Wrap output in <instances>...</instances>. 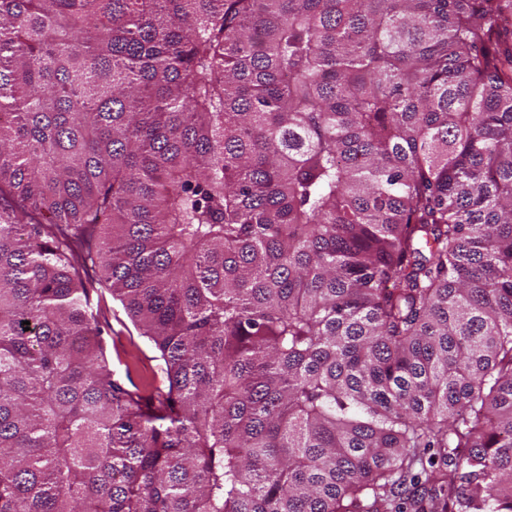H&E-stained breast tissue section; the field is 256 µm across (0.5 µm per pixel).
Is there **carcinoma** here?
Instances as JSON below:
<instances>
[{"label": "carcinoma", "instance_id": "obj_1", "mask_svg": "<svg viewBox=\"0 0 512 512\" xmlns=\"http://www.w3.org/2000/svg\"><path fill=\"white\" fill-rule=\"evenodd\" d=\"M0 512H512V0H0ZM85 287L96 310V325L106 345L112 370L125 385L142 396H149L162 379L157 352L125 313L119 301L113 300L98 273L83 275Z\"/></svg>", "mask_w": 512, "mask_h": 512}]
</instances>
